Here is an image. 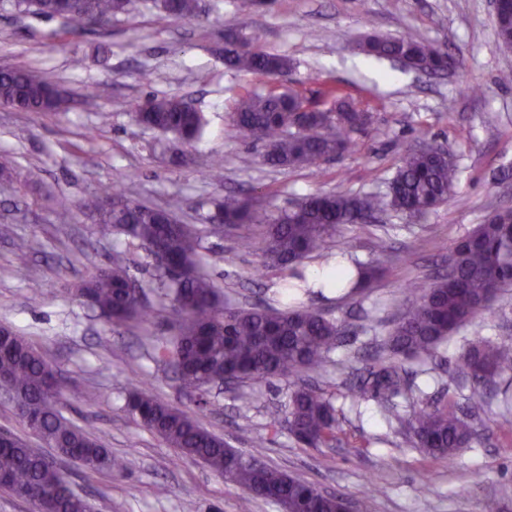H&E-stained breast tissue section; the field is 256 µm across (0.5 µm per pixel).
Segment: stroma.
<instances>
[{
	"mask_svg": "<svg viewBox=\"0 0 512 512\" xmlns=\"http://www.w3.org/2000/svg\"><path fill=\"white\" fill-rule=\"evenodd\" d=\"M231 29L259 35L264 51L288 56V75L258 78L226 68L218 50ZM372 33L415 34L462 66L441 77L393 68L359 51L358 41ZM76 57L81 66H73ZM16 67L51 77L68 104L57 113L0 106V153L15 159L10 180H0V323L25 336L54 369L62 413L102 431L106 448L127 462L123 471L93 474L45 448L93 512H241L240 487L180 456L130 417L127 396L146 382L243 454H252L256 439L268 438L263 461L343 495L354 512H483L489 498L499 512H512V406L489 389L474 398L455 367L471 342L512 336V288L451 336L434 359L404 360L412 390L394 397L391 408L351 392L404 311V286L443 272L455 243L489 211L512 203V85L498 81L512 70V51L497 44L489 0H273L245 16L237 0H201L192 20L168 16L154 0H133L127 13L80 32L0 0V68ZM145 71L152 74L147 83L140 78ZM469 84L479 85L480 94H468ZM329 85L370 112L372 121L356 133L357 151L326 160L319 170L266 164L262 144L244 139L233 125L245 91L297 89L318 100ZM151 95L184 98L203 114L205 126L192 148L132 119L127 104ZM104 112L111 115L106 124ZM421 143L455 153L454 199L419 220L388 212L372 222L337 225L333 248L363 263L380 262L382 274L352 294L312 301L347 330L313 379L340 420L334 447L307 448L286 428H273L293 389L288 378L214 391L209 410L199 411L173 370L154 356L155 346L172 336L174 321L157 293L148 295L155 315L130 326L108 323L72 293L108 266L117 249L136 279L151 284L144 247L116 243L86 206L117 178L134 199L171 208L181 222L202 229L228 193H253L260 213L274 216L315 193L385 190L401 157ZM60 196L72 204L71 223L55 219ZM248 231L254 240L246 251L237 250L233 232L204 238L206 269L226 304L284 307L283 279L264 267L259 228ZM376 242L384 246V259L371 251ZM32 277L43 291L36 304L27 293ZM87 391L96 393L94 403L82 401ZM448 399L463 407L480 404L476 439L450 461L414 448L401 423L427 402Z\"/></svg>",
	"mask_w": 512,
	"mask_h": 512,
	"instance_id": "obj_1",
	"label": "stroma"
}]
</instances>
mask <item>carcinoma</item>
<instances>
[{"label": "carcinoma", "mask_w": 512, "mask_h": 512, "mask_svg": "<svg viewBox=\"0 0 512 512\" xmlns=\"http://www.w3.org/2000/svg\"><path fill=\"white\" fill-rule=\"evenodd\" d=\"M44 18H60L73 30L94 26L127 10L129 0H13ZM169 15L191 19L199 15V0H161ZM499 44L512 49V11L503 15L496 29ZM368 57L396 58L411 69L442 74L461 62L430 42L407 33L399 37L377 34L359 43ZM226 67L264 77L288 72L287 57L253 47L238 35L224 39ZM323 95L334 103V112L293 110L305 99L302 92L248 91L236 103L234 126L244 137L265 146L264 159L279 167L315 168L323 158L358 148L354 134L371 122V115L356 108L334 87ZM0 104L24 112H50L63 104L62 95L49 77L24 69H0ZM142 126L172 133L191 144L202 132L201 113L176 96L148 97L129 106ZM457 177L454 154L443 146H416L383 194L363 197L319 193L304 198L296 210L265 219L261 229L267 267L290 277L282 287L306 288L297 265L315 255L331 262L328 240L336 225L379 211L393 210L422 217L453 195ZM224 223L210 224L206 234L221 238L224 226L255 220L242 197L229 194L219 204ZM98 223L118 236L136 240L155 257L152 280L160 297L170 300L177 316L176 334L156 347L160 361L172 365L182 389L208 404L211 384L220 376L236 381L268 380L288 375L298 380L284 405V417L273 427L285 426L297 441L329 448L336 443L338 419L330 398L307 384L305 376L322 372L329 354L345 330L322 312L296 306L272 309L262 305L228 307L221 300L212 277L203 271L202 236L193 224H181L164 208L141 203L117 186L94 203ZM357 279L351 289L366 287L378 268L353 262ZM449 273L430 283L414 280L405 288L409 305L382 340L375 364L366 369L356 394H367L391 404L404 385L401 357L428 360L462 326L489 310L490 302L504 288H512V211L497 209L486 221L460 239L448 257ZM142 287L130 273L123 254L83 280L75 294L113 324L143 319ZM456 367L479 395L495 378L512 374V343L474 342L456 359ZM58 381L36 348L15 331L0 348V391L14 395L20 417L30 408L41 416L35 435L57 453L94 473L120 470L124 463L113 457L94 432L66 418L55 400ZM129 414L143 427L159 435L181 455L198 459L238 485L251 500L275 503L286 499L296 512H342L347 501L325 495L314 484L279 472L268 465L254 469L240 462L241 453L224 438L180 409L160 401L149 388L131 393ZM414 447L435 459H450L476 437L467 413L451 403L432 402L407 421ZM0 488L30 501L37 494L52 502L51 512H91L89 503L76 493L66 475L19 438L0 445Z\"/></svg>", "instance_id": "carcinoma-1"}]
</instances>
